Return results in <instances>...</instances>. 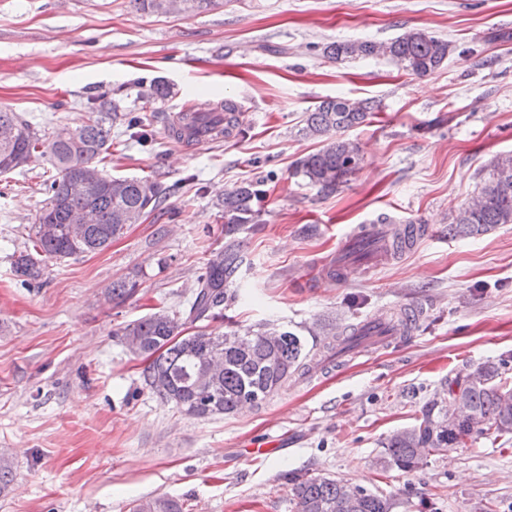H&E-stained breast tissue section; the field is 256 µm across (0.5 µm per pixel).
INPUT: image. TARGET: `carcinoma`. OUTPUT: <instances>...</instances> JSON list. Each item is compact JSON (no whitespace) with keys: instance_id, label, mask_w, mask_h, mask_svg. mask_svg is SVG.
I'll list each match as a JSON object with an SVG mask.
<instances>
[{"instance_id":"1","label":"carcinoma","mask_w":512,"mask_h":512,"mask_svg":"<svg viewBox=\"0 0 512 512\" xmlns=\"http://www.w3.org/2000/svg\"><path fill=\"white\" fill-rule=\"evenodd\" d=\"M220 4V0H171L174 11L195 12ZM454 53L450 42L421 30L410 29L389 42L336 41L323 47L330 59L383 56L402 69L425 77L441 68ZM172 94L163 79L149 90L137 92L141 106L118 115V102L103 94L91 98L88 117L78 127L79 141L58 128L46 137L19 113L0 107V173L27 164L38 153L47 158L55 174L44 180L47 202L32 225V249L13 261V271L28 286L40 283L47 264L107 248L125 227L160 209L164 189L155 179L112 177L101 174L97 183L85 181L81 171H99L112 145L113 118H121L126 129L143 130L152 124L158 109L153 107ZM224 135L241 130L240 108L224 100ZM374 113L368 101L336 97L322 101L305 113L298 135L319 141L320 148L302 158L294 174L302 176L318 192L328 195L346 182L360 161V147L343 133L362 125ZM195 119L215 123L213 111L189 106L183 112L185 125ZM473 201L452 213L448 234L480 235L500 224H512V152L494 155L485 165ZM264 181L242 183L224 192L219 206L224 211V250L214 254L197 280L189 308L180 314L159 308L126 324L124 343L137 356L148 360L143 381L161 399L181 412L205 418L233 414L245 404L259 405L274 394L294 372L305 366L309 352L296 332L266 325L257 329H232L212 333L204 329L183 334L187 324L222 316L224 304L233 303L238 291L229 290L244 262L236 235L245 224L259 222L258 201ZM218 350L222 361L212 375L217 387L201 382L208 374L204 361ZM508 364L485 362L469 372L448 379L436 394L419 423L397 430L383 442L380 464L384 469L416 472L427 458L449 448H459L478 436L495 439L512 435V384L504 377ZM461 390L466 415L448 423V398ZM291 496L295 512H392L391 499L329 477L294 476ZM134 512H182L180 502L157 496L140 501Z\"/></svg>"}]
</instances>
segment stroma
I'll list each match as a JSON object with an SVG mask.
<instances>
[{
    "instance_id": "1",
    "label": "stroma",
    "mask_w": 512,
    "mask_h": 512,
    "mask_svg": "<svg viewBox=\"0 0 512 512\" xmlns=\"http://www.w3.org/2000/svg\"><path fill=\"white\" fill-rule=\"evenodd\" d=\"M417 29L451 41L444 66L415 76L384 57L332 62V41L387 42ZM173 84L148 146L112 126V176L169 187L166 215H146L103 251L49 263L21 284L52 172L41 156L0 174V451L14 479L0 512H132L167 495L183 512H294L289 473L327 476L390 497L393 512H512V438L483 436L429 457L416 473L381 470L382 441L416 424L442 383L512 355V224L471 238L448 218L477 192L487 161L512 151V0H223L198 14L143 12L131 0H0V106L42 134L75 128L91 96L132 106L139 82ZM341 96L373 100L348 131L357 170L330 195L293 174L318 150L305 113ZM233 99L241 131L185 147L170 132L185 100ZM274 177L260 220L238 238L245 300L209 329L276 324L307 345L385 310L417 324L385 348L323 356L261 406L181 414L145 387L143 358L117 332L154 309L186 308L224 248V191ZM422 227L410 251L363 262L344 282L322 268L355 228L380 219ZM135 284L125 300L114 281ZM274 442L273 450L252 447Z\"/></svg>"
}]
</instances>
